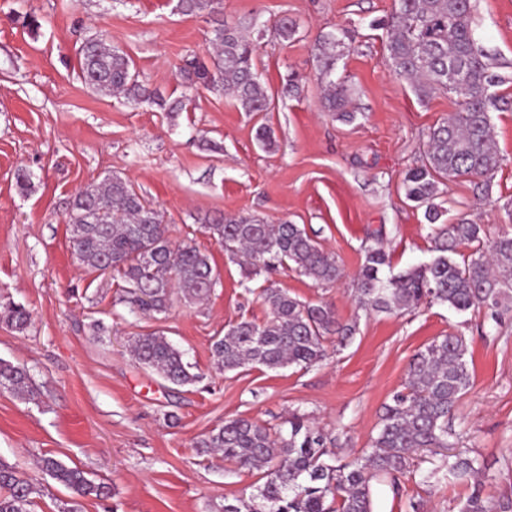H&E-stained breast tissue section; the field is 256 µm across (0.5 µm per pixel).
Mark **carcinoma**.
Returning <instances> with one entry per match:
<instances>
[{
  "label": "carcinoma",
  "instance_id": "carcinoma-1",
  "mask_svg": "<svg viewBox=\"0 0 512 512\" xmlns=\"http://www.w3.org/2000/svg\"><path fill=\"white\" fill-rule=\"evenodd\" d=\"M184 15L223 11L222 0H177ZM472 0H395L385 21L386 63L425 98L445 91L457 98L458 111L433 127L420 166L405 176L407 200L424 209L436 255L427 263L398 274H385L390 262L379 247H367L357 275L355 299L368 312L410 311L422 304H446L457 312L512 310V234L486 242L484 229L460 219L439 223L443 215L434 200L448 182L491 178L502 157L495 143L492 112L502 109L490 89L502 82L490 57L474 38ZM241 22L223 19L213 28L215 54L211 64L192 59L184 68L188 79L216 85L231 95L244 112H266L271 95L258 77L256 44ZM325 80L322 105L344 121L351 88L335 80L337 61L345 43L334 32L314 44ZM84 83L104 96H122L128 103L162 104L156 92L138 80L133 62L118 47L91 38L80 47ZM213 235L229 259L245 272L241 286L268 307L265 321L242 319L212 343L216 371L226 373L246 366L307 369L323 361L331 343L345 345L356 324L342 323L323 304L304 303L277 286L270 275L290 270L316 287L335 285L342 278L336 256L324 251L297 224H268L253 215L212 219L196 218ZM70 243L77 260L88 270L113 273L132 307L155 316L168 312L174 299L188 303L205 299L219 282L211 257L196 246L173 243L161 213L148 204L133 185L113 175L89 184L75 196L67 217ZM265 286H249L258 276ZM31 320L22 305L6 307L0 322L24 330ZM136 361L163 380L193 385L201 375L190 372L185 353L161 330L134 338ZM466 340L458 334L434 339L414 354L402 388L384 406L381 426L371 450L348 462H331L327 445L332 440L303 415L288 419V429L271 433L247 419L237 418L211 430L197 447L218 451L224 460L260 472L264 482L249 501L224 505V512H373L371 482L387 483L392 491L401 480L417 475L412 454L425 448H455L467 438L455 429L452 412L470 390L471 374L465 355ZM0 388L28 400L35 398L26 370L0 360ZM39 469L78 497L104 498L107 486L88 478L77 466L51 455L39 460ZM481 470L480 460L454 453L421 475L441 483L452 477L464 480ZM32 480L0 461V512H34ZM512 501L494 502L476 484L459 512H509Z\"/></svg>",
  "mask_w": 512,
  "mask_h": 512
}]
</instances>
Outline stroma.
I'll return each instance as SVG.
<instances>
[{
  "label": "stroma",
  "mask_w": 512,
  "mask_h": 512,
  "mask_svg": "<svg viewBox=\"0 0 512 512\" xmlns=\"http://www.w3.org/2000/svg\"><path fill=\"white\" fill-rule=\"evenodd\" d=\"M176 3L0 0V306L32 313L22 332L0 322V359L24 365L39 393L28 402L0 390V460L33 479L35 512H58L72 498L37 467L45 455L111 485V498L80 499L79 512H220L249 499L257 472L196 447L229 419L274 432L302 414L334 438L338 459L363 455L412 356L449 333L464 336L472 374L453 418L468 434L462 450L484 464L485 497L512 499V318L498 325L486 312L442 304L369 314L355 301L365 247L382 244L395 273L432 257L428 224L402 182L421 165L429 129L457 109L448 93L422 100L391 74L387 33L376 22L394 0H223L224 18L261 32L255 65L273 105L260 113L241 111L220 87L195 89L183 78L187 60L207 58L215 16L184 15ZM27 16L36 27H23ZM283 17L299 28L294 40L275 32ZM340 28L350 49L336 76L353 91L350 122L322 111L313 49L320 33ZM473 28L502 78L495 94L512 100V0H475ZM95 37L128 54L164 106L134 107L89 89L78 49ZM291 72L299 77L295 93L285 90ZM493 122L503 162L490 183L457 180L438 200L445 222L468 219L491 238L512 233V109L494 113ZM262 126L271 148L256 137ZM22 169L32 175L24 190L16 182ZM113 174L163 213L173 243L190 241L211 255L221 282L206 300H177L165 316L149 318L123 302L116 277L78 263L70 204L79 189ZM221 214L300 225L336 256L344 277L335 286L315 287L291 271L274 279L356 323L346 347H329L309 369L216 372L213 339L266 314L245 294L241 268L196 222ZM155 330L184 351L200 382L172 385L133 359V338ZM471 490L467 480L407 481L396 492L372 486L375 512H458Z\"/></svg>",
  "instance_id": "obj_1"
}]
</instances>
